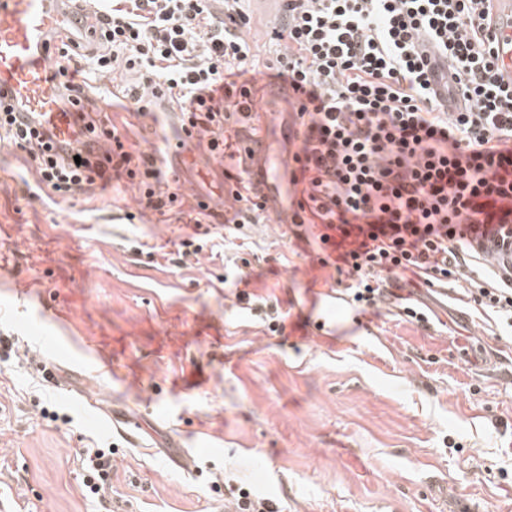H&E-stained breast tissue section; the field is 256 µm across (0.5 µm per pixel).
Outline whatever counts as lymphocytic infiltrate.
I'll return each instance as SVG.
<instances>
[{
	"instance_id": "lymphocytic-infiltrate-1",
	"label": "lymphocytic infiltrate",
	"mask_w": 512,
	"mask_h": 512,
	"mask_svg": "<svg viewBox=\"0 0 512 512\" xmlns=\"http://www.w3.org/2000/svg\"><path fill=\"white\" fill-rule=\"evenodd\" d=\"M223 2L219 14L208 0H112L97 18L101 50L91 61L103 72L139 70L177 106L210 156L234 170L231 221L248 224L261 206L225 132L248 124L254 110L255 55L246 0ZM489 14L490 0H287L267 68L296 96L292 221L334 245L336 273L354 301L375 305L407 272L428 287L463 280L474 305L512 334V249L495 268L483 258L512 221V85L498 78ZM430 53L450 62L457 111L434 94ZM80 72L64 48L49 76L84 133L79 147L19 123L2 101L0 132L30 154L53 192L125 178L146 208L170 211L178 195L158 191L167 173L157 157L128 151L119 128L95 117ZM99 133L112 139L103 155ZM82 465L84 492L104 499L111 449H84Z\"/></svg>"
}]
</instances>
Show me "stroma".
I'll return each mask as SVG.
<instances>
[{
	"label": "stroma",
	"instance_id": "stroma-1",
	"mask_svg": "<svg viewBox=\"0 0 512 512\" xmlns=\"http://www.w3.org/2000/svg\"><path fill=\"white\" fill-rule=\"evenodd\" d=\"M246 34L255 108L283 112L267 19ZM109 118L137 151H163L166 113ZM183 160L169 180L183 205L161 216L128 182L40 189L27 152L0 141V512H225L236 486L282 512H512V335L463 285L418 283L427 321L345 296L332 335H309L334 267L266 216L219 246L218 164L195 139ZM200 192L216 216L197 226ZM196 233L218 252L180 262ZM115 413L141 424L124 434ZM91 445L114 452L100 504L81 490Z\"/></svg>",
	"mask_w": 512,
	"mask_h": 512
}]
</instances>
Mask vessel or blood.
<instances>
[{
	"label": "vessel or blood",
	"instance_id": "1",
	"mask_svg": "<svg viewBox=\"0 0 512 512\" xmlns=\"http://www.w3.org/2000/svg\"><path fill=\"white\" fill-rule=\"evenodd\" d=\"M95 18L83 0H0V93L21 105L24 122L55 127L67 141H75L72 119L62 112L57 94L47 80V65L58 36L74 42L93 36ZM491 30L497 37L500 76L512 83V0H492ZM257 202L279 213L278 183L293 165L292 153L270 159L257 150L255 136L241 144Z\"/></svg>",
	"mask_w": 512,
	"mask_h": 512
}]
</instances>
